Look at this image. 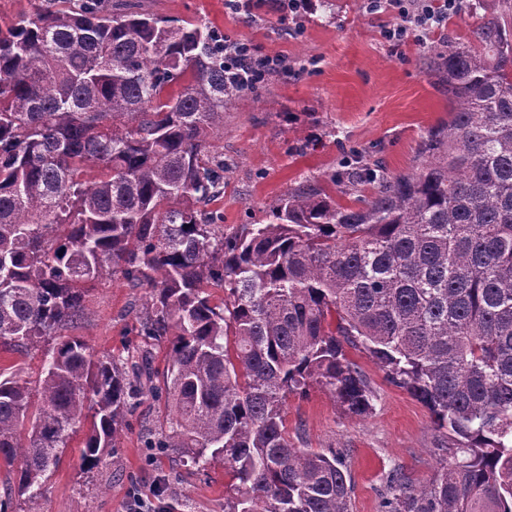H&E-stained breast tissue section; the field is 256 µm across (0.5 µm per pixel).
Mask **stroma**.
Listing matches in <instances>:
<instances>
[{"label": "stroma", "instance_id": "1", "mask_svg": "<svg viewBox=\"0 0 512 512\" xmlns=\"http://www.w3.org/2000/svg\"><path fill=\"white\" fill-rule=\"evenodd\" d=\"M142 12L163 18L206 19L233 39L251 41L258 55L283 56L287 71L269 75L256 92L233 101L224 128L211 140L229 171L224 191L209 205L225 233L266 221V205L281 193L326 186L345 166L382 161L388 174L415 171L430 132L448 119V97L422 57L425 47L464 41L479 17L478 0H459L445 26L422 42L384 39L399 21L391 11L372 13L364 0H309L299 17L281 25L274 0H257L252 14L232 13L224 0H136ZM145 292L121 279L91 283L90 317L71 328L94 354L148 350L153 368L167 366L169 344L137 334ZM374 391L373 409L350 416L319 386L290 395L285 426L299 448H336L345 454L353 483L352 512H380L390 471L402 469L425 484L440 469L442 435L429 409L392 384L368 353L350 351ZM164 407L143 398L127 417L114 453L94 469L81 459L82 433L71 436L46 482L44 512H224L231 479L223 463L206 471L183 465L175 454H151L148 431L164 420Z\"/></svg>", "mask_w": 512, "mask_h": 512}]
</instances>
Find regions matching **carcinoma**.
<instances>
[{"label":"carcinoma","instance_id":"obj_1","mask_svg":"<svg viewBox=\"0 0 512 512\" xmlns=\"http://www.w3.org/2000/svg\"><path fill=\"white\" fill-rule=\"evenodd\" d=\"M499 2L473 40L429 50L449 119L416 172L338 170L339 192L370 195L300 187L231 236L205 210L225 171L207 137L244 92L224 75V35L128 0H53L0 23V348L59 339L36 390L0 368V462L22 454L26 512H43L84 409L90 470L145 391L168 409L147 447L224 462V512H350L343 452L295 447L284 421L314 383L372 411L348 347L450 435L427 485L389 473L381 512H512V0ZM104 276L145 289L139 335L172 337L164 387L64 335Z\"/></svg>","mask_w":512,"mask_h":512}]
</instances>
